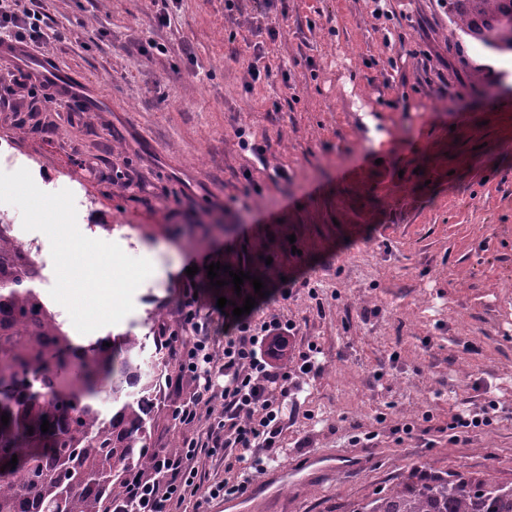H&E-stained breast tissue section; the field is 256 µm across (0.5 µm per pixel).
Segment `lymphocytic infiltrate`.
<instances>
[{
    "mask_svg": "<svg viewBox=\"0 0 512 512\" xmlns=\"http://www.w3.org/2000/svg\"><path fill=\"white\" fill-rule=\"evenodd\" d=\"M43 35V17L36 12L0 13V43L28 44ZM189 337L171 335L165 345L175 357L179 374L190 376L197 401L175 407L178 425L195 427L178 454L156 453L155 467L166 476L162 485L132 483L128 489L140 512H176L186 498L200 494L212 498L243 492L245 483H210L207 463L223 458L225 470L244 465V452L261 448L277 451L284 402L288 397L287 369L277 360L288 346V325L277 319L255 322L250 315L235 319L224 340L212 336L200 316L202 304L193 296L183 301ZM221 411H214V404ZM236 456H227V449Z\"/></svg>",
    "mask_w": 512,
    "mask_h": 512,
    "instance_id": "lymphocytic-infiltrate-1",
    "label": "lymphocytic infiltrate"
}]
</instances>
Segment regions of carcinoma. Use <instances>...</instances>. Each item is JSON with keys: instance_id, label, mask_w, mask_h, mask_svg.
I'll use <instances>...</instances> for the list:
<instances>
[{"instance_id": "carcinoma-1", "label": "carcinoma", "mask_w": 512, "mask_h": 512, "mask_svg": "<svg viewBox=\"0 0 512 512\" xmlns=\"http://www.w3.org/2000/svg\"><path fill=\"white\" fill-rule=\"evenodd\" d=\"M443 5L453 30L512 56V0ZM38 276L29 253L0 231V415L9 416L0 423V512H135L130 477L164 482L147 445L159 376L145 367L135 336L118 346H105L108 337L78 345L42 300ZM65 365L76 368L70 378L60 374ZM14 454L16 467L3 468ZM356 512H512V482L434 475L379 492Z\"/></svg>"}]
</instances>
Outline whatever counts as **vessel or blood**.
<instances>
[{
  "mask_svg": "<svg viewBox=\"0 0 512 512\" xmlns=\"http://www.w3.org/2000/svg\"><path fill=\"white\" fill-rule=\"evenodd\" d=\"M0 58L19 67L36 70L43 82L60 89L62 97L84 96L88 93L87 88L76 85L56 64L36 55L30 49L2 45ZM339 465L347 469L355 468L356 458L348 455L338 462L332 454L321 453L308 457L303 465L275 469L268 477L251 482L242 495L225 499V512H264L267 504L277 497L283 484L310 480L315 476L333 472Z\"/></svg>",
  "mask_w": 512,
  "mask_h": 512,
  "instance_id": "1",
  "label": "vessel or blood"
}]
</instances>
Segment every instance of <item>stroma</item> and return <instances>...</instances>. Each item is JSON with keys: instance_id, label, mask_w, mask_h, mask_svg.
Wrapping results in <instances>:
<instances>
[{"instance_id": "1", "label": "stroma", "mask_w": 512, "mask_h": 512, "mask_svg": "<svg viewBox=\"0 0 512 512\" xmlns=\"http://www.w3.org/2000/svg\"><path fill=\"white\" fill-rule=\"evenodd\" d=\"M0 1L39 8L35 53L94 90L62 102L38 77L0 73V140L37 157L43 191L82 185L85 236L153 264L133 311L77 343L152 344L181 331L188 286L215 311L221 296L244 304L256 276L252 319L291 322V350H318L277 457L250 449L243 472L210 462L212 479L355 451L357 468L284 487L283 512H356L429 475L512 482V58L492 93L472 88L487 54L450 37L441 0H176L163 27L153 0ZM253 61L270 75L250 88ZM195 258L251 279L211 286L187 275ZM161 391L153 449L193 434L172 420L193 381L165 376ZM490 400L503 414L452 440L450 416ZM361 434L370 447H352Z\"/></svg>"}]
</instances>
